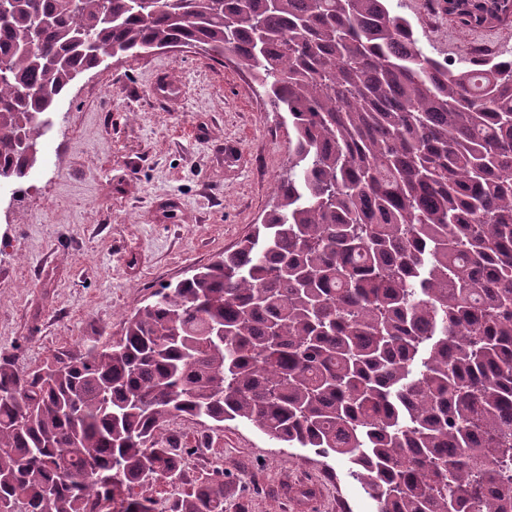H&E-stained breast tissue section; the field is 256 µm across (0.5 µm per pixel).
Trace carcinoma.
Returning a JSON list of instances; mask_svg holds the SVG:
<instances>
[{"mask_svg":"<svg viewBox=\"0 0 512 512\" xmlns=\"http://www.w3.org/2000/svg\"><path fill=\"white\" fill-rule=\"evenodd\" d=\"M389 2L0 0V183L105 56H229L288 117L236 249L115 341L0 360V512H158L135 489L182 479L181 416L343 460L376 512H512V56L435 59ZM443 10L485 26L512 0ZM165 512H224V468Z\"/></svg>","mask_w":512,"mask_h":512,"instance_id":"cac0c4a2","label":"carcinoma"}]
</instances>
